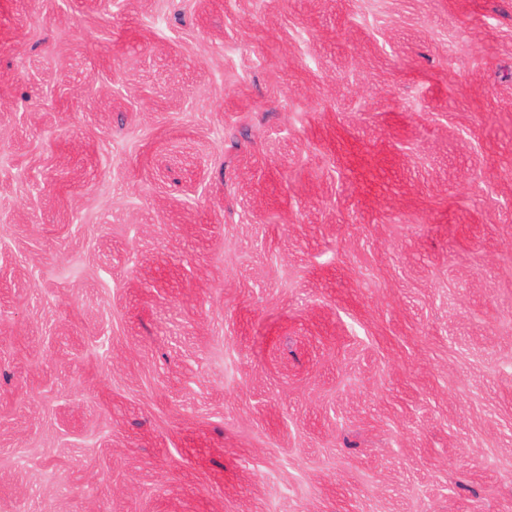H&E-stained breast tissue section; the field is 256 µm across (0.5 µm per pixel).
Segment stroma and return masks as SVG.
<instances>
[{"label":"stroma","instance_id":"stroma-1","mask_svg":"<svg viewBox=\"0 0 512 512\" xmlns=\"http://www.w3.org/2000/svg\"><path fill=\"white\" fill-rule=\"evenodd\" d=\"M0 512H512V0H0Z\"/></svg>","mask_w":512,"mask_h":512}]
</instances>
